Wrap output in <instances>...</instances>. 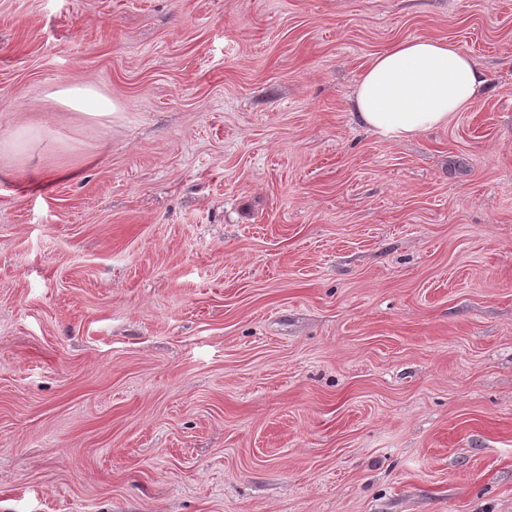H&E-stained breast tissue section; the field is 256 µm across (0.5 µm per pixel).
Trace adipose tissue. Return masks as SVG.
Instances as JSON below:
<instances>
[{"label": "adipose tissue", "mask_w": 512, "mask_h": 512, "mask_svg": "<svg viewBox=\"0 0 512 512\" xmlns=\"http://www.w3.org/2000/svg\"><path fill=\"white\" fill-rule=\"evenodd\" d=\"M486 86L484 71L456 43L411 38L371 59L351 103L362 124L387 140L401 141L447 126L483 97ZM49 97L91 121L112 117L111 100L90 86L59 85Z\"/></svg>", "instance_id": "obj_1"}]
</instances>
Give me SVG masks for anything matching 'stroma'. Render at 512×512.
<instances>
[{"label": "stroma", "mask_w": 512, "mask_h": 512, "mask_svg": "<svg viewBox=\"0 0 512 512\" xmlns=\"http://www.w3.org/2000/svg\"><path fill=\"white\" fill-rule=\"evenodd\" d=\"M413 37L488 88L388 141ZM45 118L96 160L0 174V512H512V0H0V140ZM487 82L456 43L404 39L371 59L351 103L362 124L386 140L401 141L448 126L457 112L483 97ZM48 97L63 107L78 111L75 113L90 121L112 119V101L91 86L59 85L49 92Z\"/></svg>", "instance_id": "obj_1"}]
</instances>
